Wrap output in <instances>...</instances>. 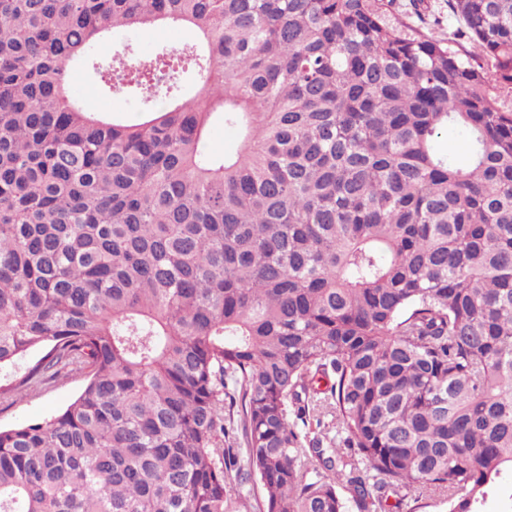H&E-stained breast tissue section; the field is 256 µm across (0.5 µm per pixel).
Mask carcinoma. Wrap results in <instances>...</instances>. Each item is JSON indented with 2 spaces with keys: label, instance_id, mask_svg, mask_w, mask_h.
<instances>
[{
  "label": "carcinoma",
  "instance_id": "1",
  "mask_svg": "<svg viewBox=\"0 0 512 512\" xmlns=\"http://www.w3.org/2000/svg\"><path fill=\"white\" fill-rule=\"evenodd\" d=\"M390 4L0 0V369L86 377L0 429V512H482L512 469V0H448V42ZM162 24L181 53L98 74L164 107L71 98L100 37ZM71 94L91 112H100L118 121L136 122L147 107H161L163 99L148 106L136 95L124 91L106 92L97 83L91 70L84 64H73L68 69ZM238 144L235 130L224 127L222 118H214L208 133V147L211 154L224 156V153L235 152ZM442 147L456 158H463L468 149V137L464 129L448 127V133L441 140Z\"/></svg>",
  "mask_w": 512,
  "mask_h": 512
}]
</instances>
